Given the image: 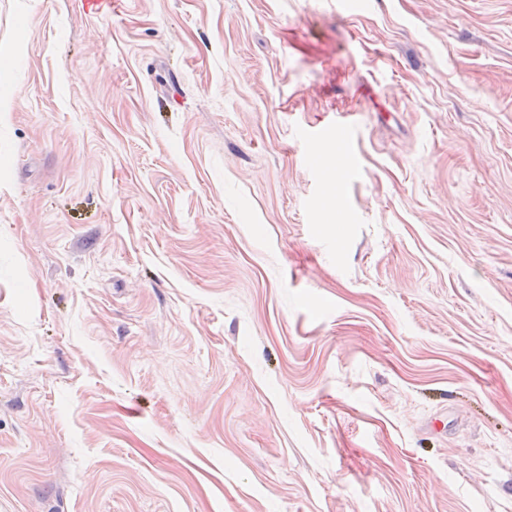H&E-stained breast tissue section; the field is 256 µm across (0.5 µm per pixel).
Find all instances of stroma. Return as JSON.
Returning a JSON list of instances; mask_svg holds the SVG:
<instances>
[{"mask_svg":"<svg viewBox=\"0 0 512 512\" xmlns=\"http://www.w3.org/2000/svg\"><path fill=\"white\" fill-rule=\"evenodd\" d=\"M0 103V512H512V0H0Z\"/></svg>","mask_w":512,"mask_h":512,"instance_id":"stroma-1","label":"stroma"}]
</instances>
